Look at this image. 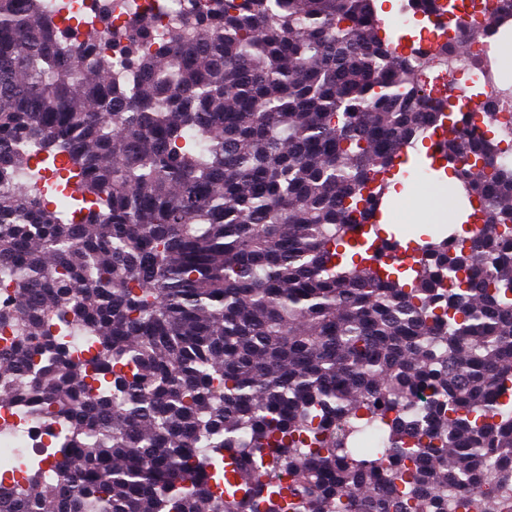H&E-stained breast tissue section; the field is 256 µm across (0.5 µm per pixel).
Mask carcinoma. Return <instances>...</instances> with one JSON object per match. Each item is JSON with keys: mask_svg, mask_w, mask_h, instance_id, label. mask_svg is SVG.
<instances>
[{"mask_svg": "<svg viewBox=\"0 0 512 512\" xmlns=\"http://www.w3.org/2000/svg\"><path fill=\"white\" fill-rule=\"evenodd\" d=\"M376 2L0 0V512H504L512 167ZM436 133L469 246L349 236ZM11 428L12 431L0 442L1 458L11 457L18 453L37 451L48 442V429L40 416H19L14 408L0 405V427Z\"/></svg>", "mask_w": 512, "mask_h": 512, "instance_id": "cac0c4a2", "label": "carcinoma"}]
</instances>
